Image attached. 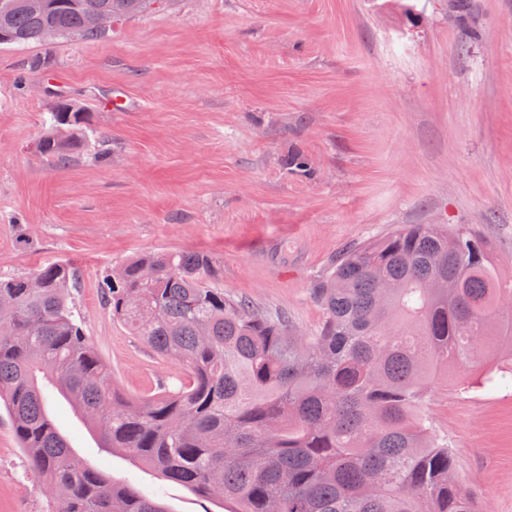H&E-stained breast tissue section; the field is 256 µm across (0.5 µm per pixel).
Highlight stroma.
I'll use <instances>...</instances> for the list:
<instances>
[{
    "label": "stroma",
    "mask_w": 512,
    "mask_h": 512,
    "mask_svg": "<svg viewBox=\"0 0 512 512\" xmlns=\"http://www.w3.org/2000/svg\"><path fill=\"white\" fill-rule=\"evenodd\" d=\"M153 0L97 42L0 45V277L56 262L81 273L73 302L116 389H176L183 370L114 321L104 277L140 254L205 251L226 293L322 320L311 284L345 247L402 224L473 228L512 275V0ZM128 108L111 110L113 96ZM88 114L90 148L60 168L38 141L58 97ZM302 152L309 173L287 169ZM440 376L424 407L447 436L479 512H512V389ZM47 411L74 454L158 494L168 512L221 499L102 448L62 396ZM42 483L0 409V512H45Z\"/></svg>",
    "instance_id": "1"
}]
</instances>
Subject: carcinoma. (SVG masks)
I'll return each instance as SVG.
<instances>
[{"mask_svg": "<svg viewBox=\"0 0 512 512\" xmlns=\"http://www.w3.org/2000/svg\"><path fill=\"white\" fill-rule=\"evenodd\" d=\"M15 6L0 45L42 44V29L99 41L87 7ZM38 153L57 166L88 150L86 113L61 101ZM206 252H154L112 270V318L181 364L175 390L137 403L72 307L80 274L68 263L0 277V402L49 512H168L135 486L84 465L46 411L59 394L102 447L129 455L236 512H475L455 453L424 413L428 390L453 364L481 369L490 389L512 387V366L485 356L512 338V311L494 250L467 230L405 224L349 247L313 286L323 313L311 335L220 286Z\"/></svg>", "mask_w": 512, "mask_h": 512, "instance_id": "1", "label": "carcinoma"}]
</instances>
